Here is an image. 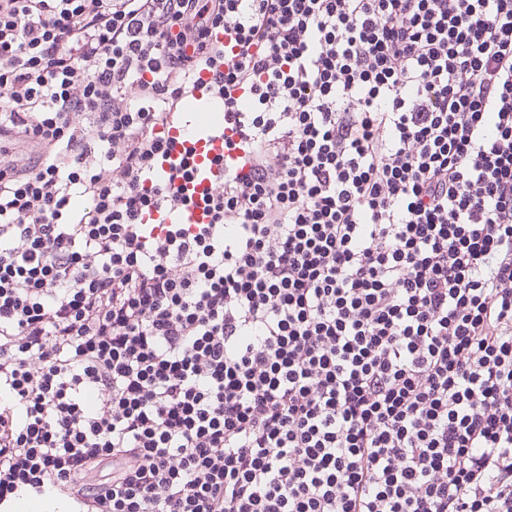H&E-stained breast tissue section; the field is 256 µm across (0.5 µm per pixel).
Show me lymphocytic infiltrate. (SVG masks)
<instances>
[{
  "label": "lymphocytic infiltrate",
  "instance_id": "obj_1",
  "mask_svg": "<svg viewBox=\"0 0 512 512\" xmlns=\"http://www.w3.org/2000/svg\"><path fill=\"white\" fill-rule=\"evenodd\" d=\"M230 33L227 57L216 30ZM236 166L153 173L202 71ZM512 512V0H0V512Z\"/></svg>",
  "mask_w": 512,
  "mask_h": 512
}]
</instances>
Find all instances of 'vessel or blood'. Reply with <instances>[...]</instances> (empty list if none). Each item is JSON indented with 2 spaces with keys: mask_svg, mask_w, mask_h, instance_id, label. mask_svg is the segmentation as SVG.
<instances>
[{
  "mask_svg": "<svg viewBox=\"0 0 512 512\" xmlns=\"http://www.w3.org/2000/svg\"><path fill=\"white\" fill-rule=\"evenodd\" d=\"M208 77H201L199 89L187 105L190 121L172 129L169 138L172 148L159 161L160 171H169L177 165L184 153H191L195 165L193 178L183 183L181 192L192 198L194 205L180 218L184 224H207L211 216L198 200L202 194L212 192L216 186L219 170L216 159H223L225 165H233L235 157L224 148L225 139L234 137L235 130L224 122V111L220 104L206 94Z\"/></svg>",
  "mask_w": 512,
  "mask_h": 512,
  "instance_id": "1",
  "label": "vessel or blood"
}]
</instances>
